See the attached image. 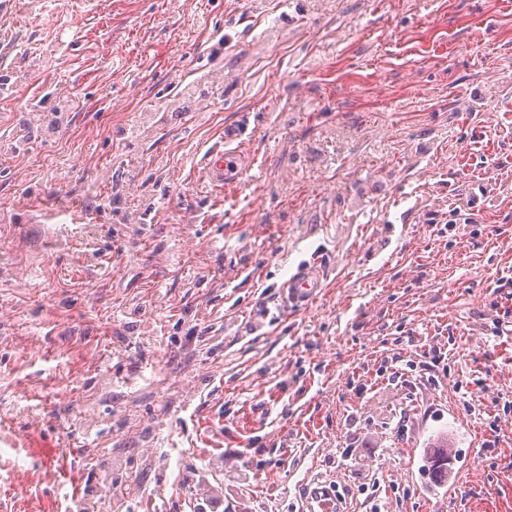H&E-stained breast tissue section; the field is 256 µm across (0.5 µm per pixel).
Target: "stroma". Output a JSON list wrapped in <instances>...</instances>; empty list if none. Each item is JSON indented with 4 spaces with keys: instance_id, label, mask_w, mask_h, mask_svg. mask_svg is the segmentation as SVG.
Masks as SVG:
<instances>
[{
    "instance_id": "stroma-1",
    "label": "stroma",
    "mask_w": 512,
    "mask_h": 512,
    "mask_svg": "<svg viewBox=\"0 0 512 512\" xmlns=\"http://www.w3.org/2000/svg\"><path fill=\"white\" fill-rule=\"evenodd\" d=\"M3 20L0 512H512V0ZM236 133H224V141L215 149L208 163L206 178L212 186L231 188L248 167L245 154L237 148H227V142L235 138ZM225 147V148H224ZM323 273L315 263L303 265L286 282V300L298 302L309 301L314 298L318 288H322ZM342 506V499L333 487H318L310 493L307 512H344Z\"/></svg>"
}]
</instances>
